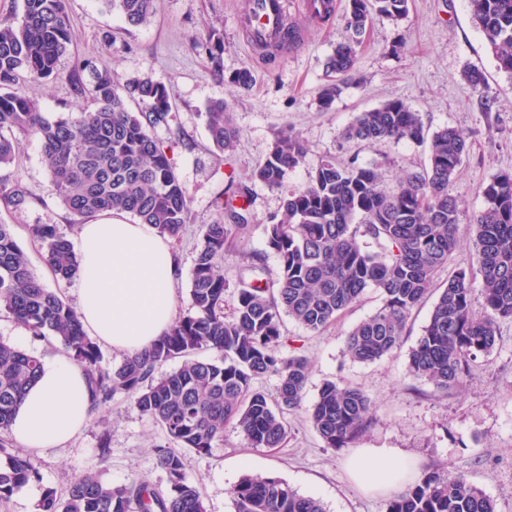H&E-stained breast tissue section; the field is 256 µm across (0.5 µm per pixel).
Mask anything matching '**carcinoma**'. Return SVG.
I'll return each mask as SVG.
<instances>
[{
    "label": "carcinoma",
    "mask_w": 512,
    "mask_h": 512,
    "mask_svg": "<svg viewBox=\"0 0 512 512\" xmlns=\"http://www.w3.org/2000/svg\"><path fill=\"white\" fill-rule=\"evenodd\" d=\"M131 26L151 21L155 0H99ZM473 24L483 34L497 67L512 74V0H469ZM409 0H347L345 29L325 62L327 83L319 102L331 108L341 76L354 70L364 36L376 17L398 22ZM68 0H23L21 21L0 19V167L12 164L22 140L40 142L60 204L76 224L107 212H124L173 242L191 217V200L169 155L180 136L166 144L155 130L169 125L170 93L149 77L121 81L108 69L83 61L70 76L77 94L93 108L49 120L26 84L57 73L59 58L74 44ZM206 50L213 71L223 75V40L210 36ZM90 71L91 81L83 80ZM247 91L255 83L243 68L228 78ZM137 99L132 110L126 96ZM218 157L233 151L239 132L224 101L204 112ZM342 137L363 145L381 141L428 144L427 164L383 185L387 160L341 164L328 159L309 183L284 198L281 218L265 225L268 248L279 258L275 279L265 278V255L246 258L238 276L237 305L224 316V254L250 230V188L229 179L220 201L225 219L202 228L191 277V308L175 317L167 333L143 352L115 366L62 295L32 272L15 225L0 223V307L35 337H55L66 357L84 372L91 412L127 399L152 419L167 443L156 446L154 463L167 475L160 491L144 478L114 485L90 469L63 493L43 489L35 512H206L201 492L185 475L183 450L210 456L224 442V428L239 430L253 448H278L288 437L286 415L305 402L310 367L305 356L282 354L283 317L317 334L358 303L369 288L380 305L345 340L353 362L372 363L401 348L413 311L431 290L434 276L451 261L460 241L461 209L451 183L470 146L460 130L433 132L420 113L399 99L359 113ZM306 147L290 129L279 130L252 178L271 189L304 159ZM32 198L18 184L0 180V203L22 210ZM474 226L475 256L483 278L484 310L472 309L473 289L465 271L448 277L427 324L407 354V372L446 397L471 373L473 362L496 342L495 325L512 319V172L492 177ZM30 235L45 250L44 262L59 283L79 276L81 257L55 224H34ZM381 248H361L358 236ZM179 365L169 372V361ZM43 368L40 356L0 342V503L40 480L34 458L11 449L9 429L27 389ZM278 377L269 399L253 381ZM313 429L328 448H348L372 424L374 403L361 389L326 381L308 408ZM234 512H326L321 501L293 490L281 477L247 475L230 489ZM388 512H497L493 499L467 476L445 464L429 469L393 496Z\"/></svg>",
    "instance_id": "obj_1"
}]
</instances>
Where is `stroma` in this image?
I'll return each instance as SVG.
<instances>
[{"label":"stroma","instance_id":"1","mask_svg":"<svg viewBox=\"0 0 512 512\" xmlns=\"http://www.w3.org/2000/svg\"><path fill=\"white\" fill-rule=\"evenodd\" d=\"M289 19L302 35L291 52L266 61L260 50L248 47L241 18L249 0H156V15L146 26L125 24L117 13L106 11L99 0H68L76 40L60 57L61 76L45 85H33L35 97L49 119L77 112L81 103L67 79L75 60L92 57L98 67L117 72L122 79L148 76L167 86L172 119L157 128L159 139L180 134L172 159L191 198L192 220L173 246L179 275L175 285L176 311L188 312L195 247L203 225L218 217L217 198L228 179L249 184L255 219L249 234L224 256L228 288L224 311L237 304V272L246 255L262 253L270 273L279 259L269 252L265 226L281 216L289 192L305 187L321 161L388 159L385 187L394 189L399 177L419 170L427 148L409 142L382 141L364 147L341 138L340 133L358 113L400 99L419 112L427 129L451 126L462 131L470 151L451 185L464 213L483 203L489 179L512 172V75L498 69L483 36L474 27L468 0H411L407 17L399 22L375 21L358 54L354 72L330 110H322L318 93L325 80L324 62L345 35L347 0H333L330 18H313L304 0H287ZM224 37L223 76H215L203 47L211 32ZM476 67L487 78L493 111L479 106L480 94L461 78ZM243 68L252 69L256 83L243 93L226 80ZM228 103L240 138L224 161L213 155L201 116L207 102ZM292 129L304 142L303 161L287 171L280 188L271 189L252 178L263 161L274 134ZM0 177L20 182L32 198L21 211L0 206V222L15 225L20 245L27 251L34 274L47 288H60L70 304H77L80 283L56 285L31 238L33 224H54L69 239H76L72 218L60 205L37 140L23 142L15 162L0 170ZM461 248L446 270L434 278L443 287L449 274L466 271L472 280L473 308L481 310L483 282L472 249L473 228L458 226ZM380 303L375 290L362 301L313 334L291 319L282 332L292 339L296 353L310 363L307 401H314L324 381L340 380L360 387L374 402L373 424L359 437V448H397L411 460L413 476L436 464L452 463L497 503L498 512H512V320L499 321L490 354L479 357L470 377L448 397L434 395L423 380L409 376L407 351L398 349L374 363H357L344 354L347 333L370 316ZM0 341L35 353L43 360L61 356L52 340L37 338L0 310ZM108 440L111 454L99 461L100 440ZM165 436L160 427L141 416L128 401L118 398L92 416L74 438L56 448L35 453L41 478L15 492L0 505V512H34L44 487L65 492L70 482L91 467H101L105 480L120 484L143 477L165 489L167 476L154 465V448ZM351 450L325 447L304 411L288 416V439L279 448L250 447L233 427L224 430L223 447L211 455L185 454V474L202 494L207 512H234L230 488L244 472H271L298 493L319 499L327 512H388L389 495L363 492L348 472ZM251 459L248 469L238 468V457Z\"/></svg>","mask_w":512,"mask_h":512}]
</instances>
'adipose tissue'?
I'll return each mask as SVG.
<instances>
[{
    "instance_id": "obj_1",
    "label": "adipose tissue",
    "mask_w": 512,
    "mask_h": 512,
    "mask_svg": "<svg viewBox=\"0 0 512 512\" xmlns=\"http://www.w3.org/2000/svg\"><path fill=\"white\" fill-rule=\"evenodd\" d=\"M82 255L77 312L84 329L113 350L131 355L164 335L176 314L178 266L167 239L127 215L98 216L78 228ZM88 385L67 359L44 364L10 427L34 450L55 448L89 420ZM410 462L395 448H360L350 471L370 492L395 494L407 485Z\"/></svg>"
}]
</instances>
